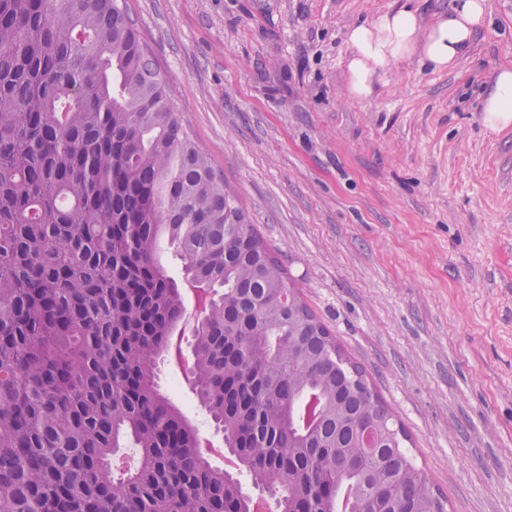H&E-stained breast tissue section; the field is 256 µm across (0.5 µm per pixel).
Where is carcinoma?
Returning a JSON list of instances; mask_svg holds the SVG:
<instances>
[{
  "mask_svg": "<svg viewBox=\"0 0 512 512\" xmlns=\"http://www.w3.org/2000/svg\"><path fill=\"white\" fill-rule=\"evenodd\" d=\"M207 288L194 391L288 512H444L361 368L184 129L126 0H0V512H250L155 384ZM130 441L145 463L119 479Z\"/></svg>",
  "mask_w": 512,
  "mask_h": 512,
  "instance_id": "cac0c4a2",
  "label": "carcinoma"
}]
</instances>
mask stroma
Wrapping results in <instances>:
<instances>
[{
	"mask_svg": "<svg viewBox=\"0 0 512 512\" xmlns=\"http://www.w3.org/2000/svg\"><path fill=\"white\" fill-rule=\"evenodd\" d=\"M488 2L468 59L395 63L357 100L346 30L394 0H127L185 127L447 512H512V127L481 112L512 66V0Z\"/></svg>",
	"mask_w": 512,
	"mask_h": 512,
	"instance_id": "obj_1",
	"label": "stroma"
}]
</instances>
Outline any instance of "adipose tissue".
<instances>
[{
	"label": "adipose tissue",
	"mask_w": 512,
	"mask_h": 512,
	"mask_svg": "<svg viewBox=\"0 0 512 512\" xmlns=\"http://www.w3.org/2000/svg\"><path fill=\"white\" fill-rule=\"evenodd\" d=\"M487 12V0H450L447 9L426 23L409 0H402L372 22L350 26L345 35L349 96L370 98L393 64L413 57L435 71L454 67L467 58ZM482 110L491 130L512 126V68L499 69Z\"/></svg>",
	"instance_id": "obj_1"
}]
</instances>
